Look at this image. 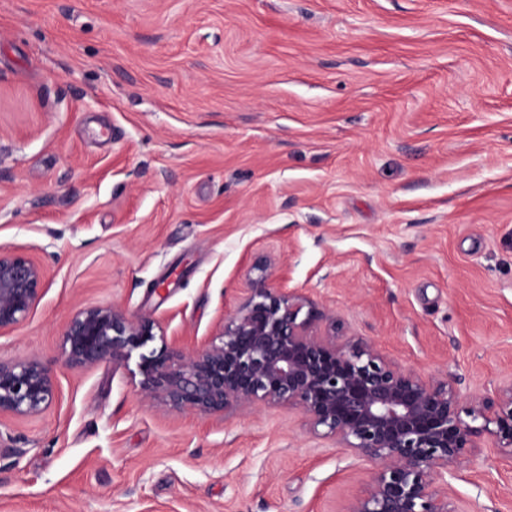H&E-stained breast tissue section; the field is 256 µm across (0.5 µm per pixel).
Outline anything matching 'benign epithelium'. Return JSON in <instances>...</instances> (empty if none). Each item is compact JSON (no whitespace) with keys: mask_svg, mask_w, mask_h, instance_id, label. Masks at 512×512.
<instances>
[{"mask_svg":"<svg viewBox=\"0 0 512 512\" xmlns=\"http://www.w3.org/2000/svg\"><path fill=\"white\" fill-rule=\"evenodd\" d=\"M204 346L147 349L156 323L115 305L77 310L63 333L64 363L118 366L140 351L139 393L201 417L286 406L304 431L374 465L368 491L344 512H457L448 479L475 463L479 440L512 455V378L462 406L449 375L425 379L350 336L311 297L273 285L268 265ZM47 273L27 252L0 246V334L26 319ZM36 357L0 360V416L41 413L55 396Z\"/></svg>","mask_w":512,"mask_h":512,"instance_id":"obj_1","label":"benign epithelium"}]
</instances>
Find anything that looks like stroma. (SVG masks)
<instances>
[{
    "label": "stroma",
    "instance_id": "1",
    "mask_svg": "<svg viewBox=\"0 0 512 512\" xmlns=\"http://www.w3.org/2000/svg\"><path fill=\"white\" fill-rule=\"evenodd\" d=\"M48 281L0 359L56 393L0 419V512H343L372 466L285 407L144 401L73 369L113 304L201 347L273 284L463 401L512 375V0H0V245ZM512 512V456L453 480Z\"/></svg>",
    "mask_w": 512,
    "mask_h": 512
}]
</instances>
